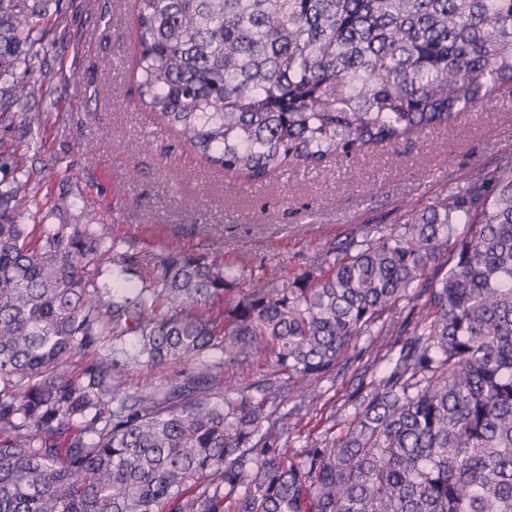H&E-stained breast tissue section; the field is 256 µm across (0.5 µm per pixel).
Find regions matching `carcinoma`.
I'll use <instances>...</instances> for the list:
<instances>
[{
    "label": "carcinoma",
    "mask_w": 512,
    "mask_h": 512,
    "mask_svg": "<svg viewBox=\"0 0 512 512\" xmlns=\"http://www.w3.org/2000/svg\"><path fill=\"white\" fill-rule=\"evenodd\" d=\"M50 0H0V77ZM140 105L208 167L262 184L395 148L512 91V0H135ZM0 512H512V159L271 288L224 253L129 255L38 208L0 149ZM385 349L374 338L398 304ZM139 348L100 352L107 338ZM381 370L331 442L283 437L350 349ZM224 352L266 370L121 395L126 364ZM94 355L79 376L62 367ZM118 402L116 408L105 406ZM79 427L71 429V423Z\"/></svg>",
    "instance_id": "obj_1"
}]
</instances>
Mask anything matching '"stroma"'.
I'll list each match as a JSON object with an SVG mask.
<instances>
[{"label":"stroma","mask_w":512,"mask_h":512,"mask_svg":"<svg viewBox=\"0 0 512 512\" xmlns=\"http://www.w3.org/2000/svg\"><path fill=\"white\" fill-rule=\"evenodd\" d=\"M48 11L51 50L19 61L0 86L24 81L35 94L14 112L45 113L24 133L0 126L55 224L91 221L127 243L133 264L174 250L223 247L227 256L287 278L325 245L375 238L448 189L490 176L512 156V92L462 113L453 132L428 130L410 143L352 160L285 172L258 186L208 168L155 115L139 106L128 62L136 49L133 0H60ZM196 361L129 365L136 394L192 373ZM362 362L318 382L322 400L288 433L292 447L324 441L334 419H352Z\"/></svg>","instance_id":"obj_1"}]
</instances>
